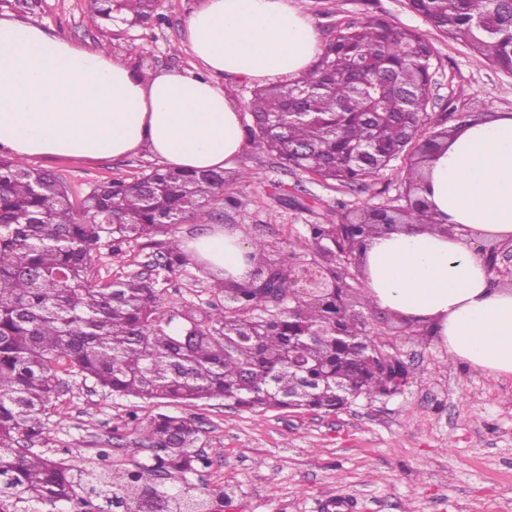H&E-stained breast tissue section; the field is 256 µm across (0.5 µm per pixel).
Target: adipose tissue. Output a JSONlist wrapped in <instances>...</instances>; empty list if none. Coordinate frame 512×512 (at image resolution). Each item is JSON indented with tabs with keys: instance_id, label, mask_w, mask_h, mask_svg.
<instances>
[{
	"instance_id": "1",
	"label": "adipose tissue",
	"mask_w": 512,
	"mask_h": 512,
	"mask_svg": "<svg viewBox=\"0 0 512 512\" xmlns=\"http://www.w3.org/2000/svg\"><path fill=\"white\" fill-rule=\"evenodd\" d=\"M185 35L202 72L143 77L105 50L0 18V151L21 159L145 151L187 171L236 167L245 131L222 76L303 75L320 52L315 27L292 0H204ZM424 194L433 225L401 224L369 241L367 296L430 330L451 357L512 378V289L491 285L478 249L512 238V113L467 118L431 161ZM196 247L238 275L254 251L228 231Z\"/></svg>"
}]
</instances>
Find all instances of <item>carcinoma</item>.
<instances>
[{
	"label": "carcinoma",
	"mask_w": 512,
	"mask_h": 512,
	"mask_svg": "<svg viewBox=\"0 0 512 512\" xmlns=\"http://www.w3.org/2000/svg\"><path fill=\"white\" fill-rule=\"evenodd\" d=\"M92 2L102 19L118 13L145 26L157 0ZM407 8L512 73V0H407ZM433 67V48L415 31L382 16L341 18L312 69L254 92L246 131L312 180L363 183L419 137ZM446 135L428 137L406 170L404 204L309 225L308 245L329 274L393 225L432 222L419 190L428 152ZM225 185L222 170L158 165L130 181L102 182L76 204L55 174L0 157V512L19 502L46 512L72 502L81 512H141V499L150 497L162 503L160 512H211L209 492L189 482L210 465L192 448L199 426L191 417L154 415L143 427L153 455L117 479L102 465L104 450L90 468L46 456L61 370L148 400L223 398L249 411L293 405L325 413L383 396L406 373L385 336L368 331L355 310L369 309L367 298L353 296L345 282L325 302L287 299L274 308L271 289L212 268L217 289L230 285L239 298L236 309L215 307L201 318L161 310L146 280L89 279L93 254L105 244L153 238L186 220L208 223L215 201L233 205ZM166 252L169 272L188 261L175 239ZM292 348L305 359L301 371L288 368Z\"/></svg>",
	"instance_id": "carcinoma-1"
}]
</instances>
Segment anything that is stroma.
I'll use <instances>...</instances> for the list:
<instances>
[{"label": "stroma", "mask_w": 512, "mask_h": 512, "mask_svg": "<svg viewBox=\"0 0 512 512\" xmlns=\"http://www.w3.org/2000/svg\"><path fill=\"white\" fill-rule=\"evenodd\" d=\"M326 41L342 17L381 15L416 30L433 44L431 102L424 135L452 128L459 114L512 113V74L436 32L410 13L406 0H294ZM201 0H158L161 21L129 26L95 16L89 0H0V18L53 30L88 49L109 47L127 64L150 72L199 71L181 48L185 21ZM137 151L120 158L35 157L29 164L55 173L73 200L116 177L153 167ZM408 156L363 185L333 189L283 166L257 142L247 141L240 166L246 181L230 185L235 203L218 204L211 223L186 221L169 236L140 239L95 252L89 277L109 284L131 278L155 282L164 308L204 316L223 305L207 271L189 261L167 273L169 239L182 247L214 229L235 230L266 244L274 257L308 261L306 228L338 224L364 206L393 204L405 194ZM370 330L382 331L409 366L400 393L357 399L344 410L254 413L214 399L190 405L116 396L93 382L60 373L49 415L46 455L95 463L109 452L111 472L131 471L152 455L140 423L156 412L193 417L195 448L212 464L193 476L199 487L223 494L215 512H340L326 500H349L352 512H512V379L495 378L451 358L436 337L380 308L366 311ZM139 424H130L131 415Z\"/></svg>", "instance_id": "stroma-1"}]
</instances>
